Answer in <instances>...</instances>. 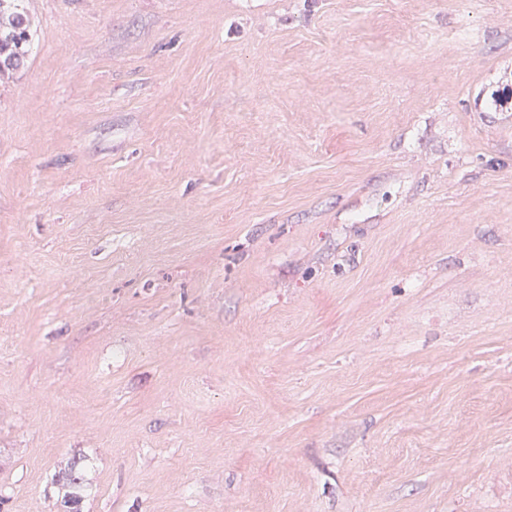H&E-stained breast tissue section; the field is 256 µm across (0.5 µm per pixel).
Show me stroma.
I'll list each match as a JSON object with an SVG mask.
<instances>
[{"label":"stroma","instance_id":"1","mask_svg":"<svg viewBox=\"0 0 512 512\" xmlns=\"http://www.w3.org/2000/svg\"><path fill=\"white\" fill-rule=\"evenodd\" d=\"M26 7L0 512H512V0Z\"/></svg>","mask_w":512,"mask_h":512}]
</instances>
